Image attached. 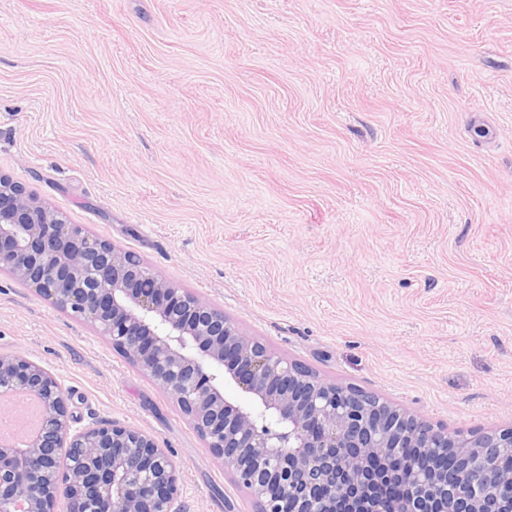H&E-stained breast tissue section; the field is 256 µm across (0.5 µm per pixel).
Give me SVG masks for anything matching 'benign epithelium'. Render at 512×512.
Segmentation results:
<instances>
[{
    "mask_svg": "<svg viewBox=\"0 0 512 512\" xmlns=\"http://www.w3.org/2000/svg\"><path fill=\"white\" fill-rule=\"evenodd\" d=\"M96 326L178 404L255 512H512V427L451 434L354 385L321 378L248 336L224 311L151 273L141 259L70 224L0 175V272ZM235 384L246 403L226 397ZM40 402V430L0 444V512H182L167 451L115 421L74 430L60 383L41 365L0 355V393ZM66 448L73 463L56 465ZM403 448H430L401 476Z\"/></svg>",
    "mask_w": 512,
    "mask_h": 512,
    "instance_id": "1",
    "label": "benign epithelium"
}]
</instances>
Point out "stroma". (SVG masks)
<instances>
[{"mask_svg":"<svg viewBox=\"0 0 512 512\" xmlns=\"http://www.w3.org/2000/svg\"><path fill=\"white\" fill-rule=\"evenodd\" d=\"M0 173L320 376L512 426V0H0ZM74 428L254 512L176 403L0 273V355Z\"/></svg>","mask_w":512,"mask_h":512,"instance_id":"1","label":"stroma"}]
</instances>
